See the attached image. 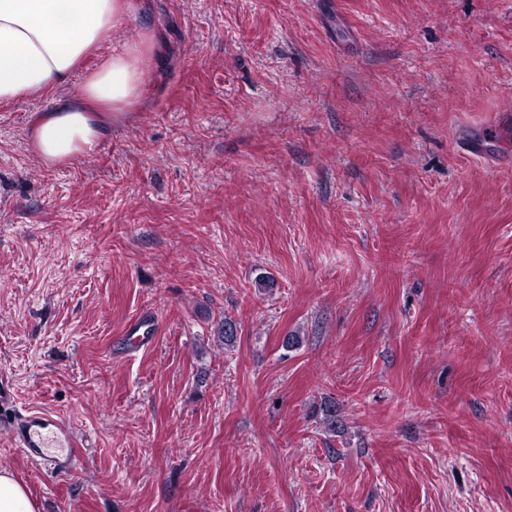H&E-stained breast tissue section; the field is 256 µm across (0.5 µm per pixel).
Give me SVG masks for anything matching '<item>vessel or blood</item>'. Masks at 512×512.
I'll return each instance as SVG.
<instances>
[{"instance_id": "vessel-or-blood-1", "label": "vessel or blood", "mask_w": 512, "mask_h": 512, "mask_svg": "<svg viewBox=\"0 0 512 512\" xmlns=\"http://www.w3.org/2000/svg\"><path fill=\"white\" fill-rule=\"evenodd\" d=\"M0 430L9 434L16 448L47 470L73 469L74 458L68 450L75 446L77 435L74 427L61 418L30 409L1 416Z\"/></svg>"}]
</instances>
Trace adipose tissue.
Listing matches in <instances>:
<instances>
[{
    "label": "adipose tissue",
    "instance_id": "1",
    "mask_svg": "<svg viewBox=\"0 0 512 512\" xmlns=\"http://www.w3.org/2000/svg\"><path fill=\"white\" fill-rule=\"evenodd\" d=\"M131 0H0V105L59 87L69 99L42 112L31 137L43 164L57 165L92 151L139 98L141 59L150 34L124 38L105 55ZM99 54L89 73L80 67ZM0 512H40L38 501L9 467L0 465Z\"/></svg>",
    "mask_w": 512,
    "mask_h": 512
}]
</instances>
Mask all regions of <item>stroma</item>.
Instances as JSON below:
<instances>
[{"label": "stroma", "instance_id": "35a3bbf8", "mask_svg": "<svg viewBox=\"0 0 512 512\" xmlns=\"http://www.w3.org/2000/svg\"><path fill=\"white\" fill-rule=\"evenodd\" d=\"M133 5L96 148L0 107V385L82 440L0 464L42 512H512V0Z\"/></svg>", "mask_w": 512, "mask_h": 512}]
</instances>
